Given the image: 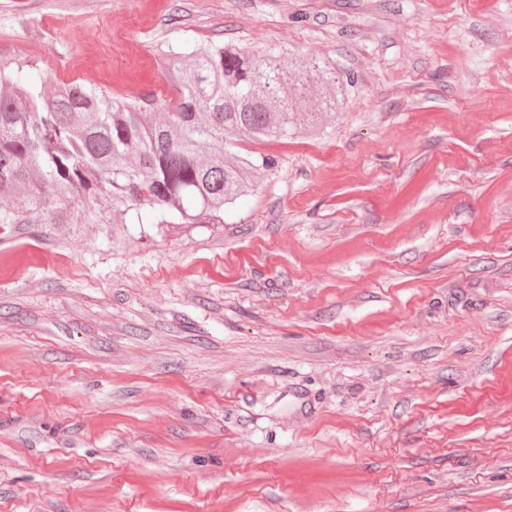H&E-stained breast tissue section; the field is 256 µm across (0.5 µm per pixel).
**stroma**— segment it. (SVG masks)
<instances>
[{
    "instance_id": "stroma-1",
    "label": "stroma",
    "mask_w": 512,
    "mask_h": 512,
    "mask_svg": "<svg viewBox=\"0 0 512 512\" xmlns=\"http://www.w3.org/2000/svg\"><path fill=\"white\" fill-rule=\"evenodd\" d=\"M183 37L354 75L220 224L0 232V512H512V0H0V62Z\"/></svg>"
}]
</instances>
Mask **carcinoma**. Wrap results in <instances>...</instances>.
Returning <instances> with one entry per match:
<instances>
[{
  "label": "carcinoma",
  "instance_id": "obj_1",
  "mask_svg": "<svg viewBox=\"0 0 512 512\" xmlns=\"http://www.w3.org/2000/svg\"><path fill=\"white\" fill-rule=\"evenodd\" d=\"M168 100L33 83L0 64V226L222 224L267 155L241 141L317 135L347 109L353 77L324 56L187 40L157 49Z\"/></svg>",
  "mask_w": 512,
  "mask_h": 512
}]
</instances>
